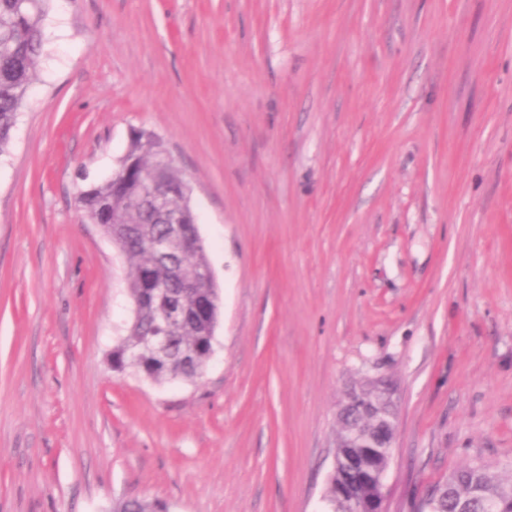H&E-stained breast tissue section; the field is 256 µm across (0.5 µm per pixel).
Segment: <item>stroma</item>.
<instances>
[{
	"label": "stroma",
	"mask_w": 512,
	"mask_h": 512,
	"mask_svg": "<svg viewBox=\"0 0 512 512\" xmlns=\"http://www.w3.org/2000/svg\"><path fill=\"white\" fill-rule=\"evenodd\" d=\"M0 155V512H323L348 389L385 512L512 475V0H48ZM191 188L201 378L114 372L126 264L77 201L133 131ZM346 421L347 417L344 419L339 418L340 424L336 433V445L338 447L346 446L343 448H336L337 454H340L343 451L361 454L364 451L369 450L372 455L371 467L362 473V478H364V480H368L373 475L375 469L387 468L390 460L392 442L386 439L384 433L381 434L379 430L380 427H378V419L370 417L364 419L362 422L361 430L356 439L357 444L361 446L369 445L371 447L379 444L381 446H388V448H353V445H347L350 431L346 425H343Z\"/></svg>",
	"instance_id": "1"
}]
</instances>
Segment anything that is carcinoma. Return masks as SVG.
<instances>
[{"mask_svg":"<svg viewBox=\"0 0 512 512\" xmlns=\"http://www.w3.org/2000/svg\"><path fill=\"white\" fill-rule=\"evenodd\" d=\"M46 2L0 0V153L10 141L17 113L37 77L36 59L44 38ZM157 179L176 188L160 208L145 199L148 183ZM183 183L184 179L168 162L161 140L140 132L131 139L115 175L79 193L78 202L85 216L98 224L106 235H112L114 224L134 225V233L123 240L120 255L130 267L125 290L129 304L137 308V321L127 322L125 334L112 351V368L116 371L132 367L140 373L141 366L155 361L154 349L144 343L143 338L154 331L163 305L149 294L147 281L178 286L211 269L203 240L190 250L174 243L164 257L151 248L153 239L166 235L165 215L169 212L183 213L186 228L198 227L191 202L177 192ZM175 303L188 317L170 333L166 363L153 372L156 380L194 379L211 358V334L218 321L220 302H215L207 316L197 314L200 298L195 295L179 293ZM129 348L139 353L135 364L130 362ZM357 444L359 447L349 452L361 454L364 446H371V467L362 473V478L368 480L375 469L388 466L392 442L381 434L378 419L363 420ZM341 481L339 473L328 479L324 496L326 512H359L357 499L341 496L338 489ZM438 488L444 490V494L438 499L421 502L418 512H455L456 505L464 501L471 503L472 512H478V499L473 497L476 489L499 498L506 507L505 512H512V480L500 479L483 466L457 470ZM163 508L164 504L155 500H121L113 503L110 512H160Z\"/></svg>","mask_w":512,"mask_h":512,"instance_id":"carcinoma-1","label":"carcinoma"}]
</instances>
